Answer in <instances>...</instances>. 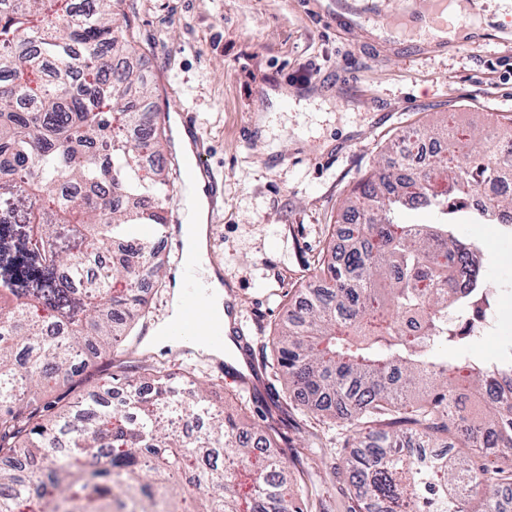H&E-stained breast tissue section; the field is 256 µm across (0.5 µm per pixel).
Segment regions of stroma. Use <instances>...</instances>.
<instances>
[{
  "mask_svg": "<svg viewBox=\"0 0 512 512\" xmlns=\"http://www.w3.org/2000/svg\"><path fill=\"white\" fill-rule=\"evenodd\" d=\"M460 2L459 27L475 23L481 34L433 43L421 40L406 0H382L380 21L364 14V0H125L154 102L195 113L224 180L212 258L247 327L254 376L236 385L212 356L132 339L56 394L102 390L115 366L132 375L146 361L178 374L198 365L214 381V402L244 405L256 430L274 427L275 454L323 512H347L355 429L291 398L274 339L330 261L346 200L410 130L449 124L512 136V0ZM259 87L267 98L257 99ZM282 88L293 95L286 109L270 98ZM458 232L494 257L487 275L505 288L496 330L472 348L487 356L512 342V236L497 224Z\"/></svg>",
  "mask_w": 512,
  "mask_h": 512,
  "instance_id": "obj_1",
  "label": "stroma"
}]
</instances>
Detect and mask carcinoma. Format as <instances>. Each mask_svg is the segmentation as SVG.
Wrapping results in <instances>:
<instances>
[{"label": "carcinoma", "mask_w": 512, "mask_h": 512, "mask_svg": "<svg viewBox=\"0 0 512 512\" xmlns=\"http://www.w3.org/2000/svg\"><path fill=\"white\" fill-rule=\"evenodd\" d=\"M122 0H0V512H95L120 495L132 512H315L304 490L288 491L284 463L260 445L206 383L146 365L117 408L83 395L41 402L75 360L96 356L145 312L140 282L157 284L156 239L141 224L168 223L164 128L152 87L130 65L118 36ZM439 143L448 192L512 178L484 150L462 152L451 126L416 132ZM398 209L434 210L436 224H402ZM363 221L343 257L324 265L304 311L284 323L278 361L289 390L315 414L351 421L348 512H512V360L471 354L460 318L494 312V290L462 292L456 272L482 270L480 244L456 234L468 221L512 233V195L483 194V207L450 200L430 172L388 163L367 177L346 212ZM441 348L455 354L441 359ZM478 400L468 410L461 392ZM206 421L200 451L177 427ZM388 419V427L375 425ZM466 454L436 470L413 461L440 435ZM107 461L94 469L92 449Z\"/></svg>", "instance_id": "carcinoma-1"}]
</instances>
